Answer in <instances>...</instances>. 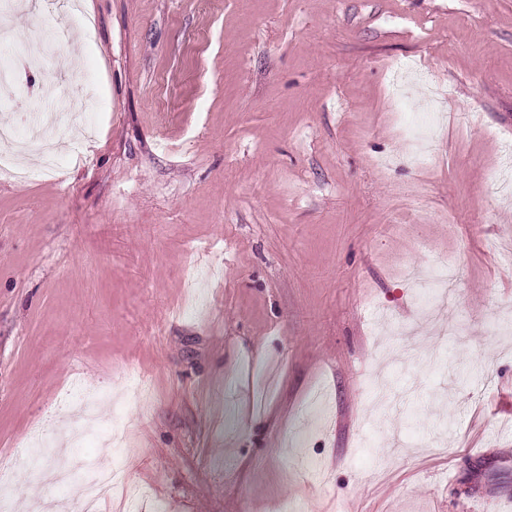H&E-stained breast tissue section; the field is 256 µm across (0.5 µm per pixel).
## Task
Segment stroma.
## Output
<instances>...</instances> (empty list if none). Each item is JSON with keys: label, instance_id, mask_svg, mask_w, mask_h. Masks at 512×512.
Returning a JSON list of instances; mask_svg holds the SVG:
<instances>
[{"label": "stroma", "instance_id": "obj_1", "mask_svg": "<svg viewBox=\"0 0 512 512\" xmlns=\"http://www.w3.org/2000/svg\"><path fill=\"white\" fill-rule=\"evenodd\" d=\"M84 10L93 39L0 101L27 137L45 82H94L87 164L0 173L13 512L74 457L144 512H512V0ZM76 382L106 395L78 443Z\"/></svg>", "mask_w": 512, "mask_h": 512}]
</instances>
